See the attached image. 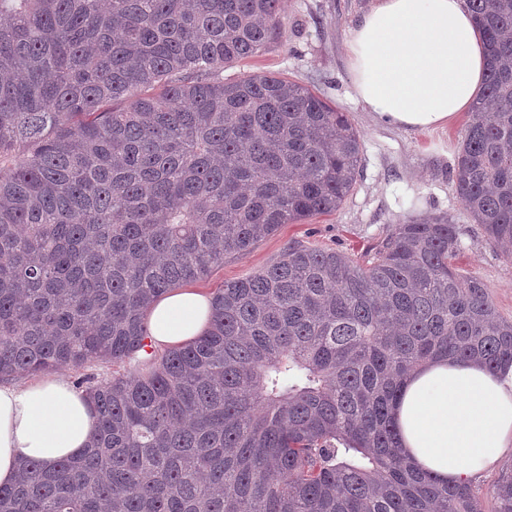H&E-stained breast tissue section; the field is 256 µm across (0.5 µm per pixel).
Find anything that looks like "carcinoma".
<instances>
[{"mask_svg": "<svg viewBox=\"0 0 512 512\" xmlns=\"http://www.w3.org/2000/svg\"><path fill=\"white\" fill-rule=\"evenodd\" d=\"M487 48L455 192L512 258V0H468ZM281 0H0V379L77 382L92 445L0 487V512H483L403 463L392 407L440 356L512 366V321L461 274L457 226L395 225L364 264L298 242L212 295L193 342L141 358L155 299L352 193L361 137L263 54ZM512 512V467L489 491Z\"/></svg>", "mask_w": 512, "mask_h": 512, "instance_id": "obj_1", "label": "carcinoma"}]
</instances>
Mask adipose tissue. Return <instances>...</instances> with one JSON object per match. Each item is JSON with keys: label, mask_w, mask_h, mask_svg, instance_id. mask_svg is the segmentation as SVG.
Returning a JSON list of instances; mask_svg holds the SVG:
<instances>
[{"label": "adipose tissue", "mask_w": 512, "mask_h": 512, "mask_svg": "<svg viewBox=\"0 0 512 512\" xmlns=\"http://www.w3.org/2000/svg\"><path fill=\"white\" fill-rule=\"evenodd\" d=\"M346 57L355 96L381 123L420 130L467 111L483 87L486 60L467 0H375L350 28ZM209 295L171 291L148 311L157 349L207 329ZM400 455L442 484H458L512 447V368L440 357L407 375L393 406ZM98 417L83 391L61 374L0 382V486L24 461L45 469L79 456Z\"/></svg>", "instance_id": "obj_1"}]
</instances>
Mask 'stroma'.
Returning <instances> with one entry per match:
<instances>
[{"label":"stroma","mask_w":512,"mask_h":512,"mask_svg":"<svg viewBox=\"0 0 512 512\" xmlns=\"http://www.w3.org/2000/svg\"><path fill=\"white\" fill-rule=\"evenodd\" d=\"M278 39L261 56L225 68L228 78L280 74L309 86L348 114L361 134L360 176L342 208L303 224H285L250 253L225 257L199 286L214 292L276 261L289 243L334 249L361 261L414 216L446 213L460 229L454 264L479 278L500 315L512 319V261L489 243L458 200L452 168L468 113L443 128L401 129L374 121L356 99L345 40L371 0H282Z\"/></svg>","instance_id":"obj_1"}]
</instances>
